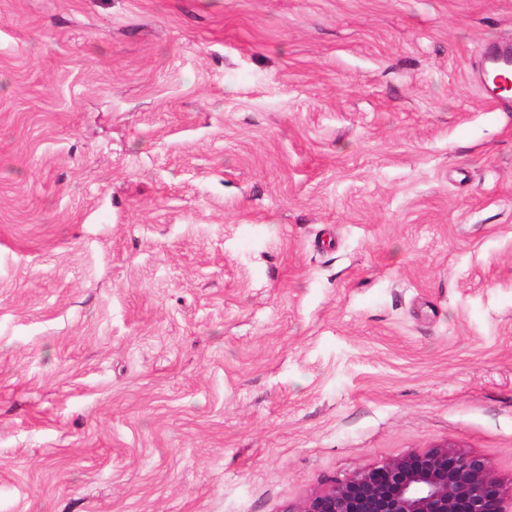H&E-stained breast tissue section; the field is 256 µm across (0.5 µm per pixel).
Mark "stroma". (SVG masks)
I'll use <instances>...</instances> for the list:
<instances>
[{
  "mask_svg": "<svg viewBox=\"0 0 512 512\" xmlns=\"http://www.w3.org/2000/svg\"><path fill=\"white\" fill-rule=\"evenodd\" d=\"M512 0H0V512H284L452 441L512 489ZM478 65L481 66V76L486 85L489 68L494 67L502 76L496 77L494 80V89H487L492 95L490 98L494 99L501 109L511 110L512 98L501 95L498 89V82L501 77L507 81L504 76L511 75L512 71V43L511 44H498L493 47H485L483 55L480 58Z\"/></svg>",
  "mask_w": 512,
  "mask_h": 512,
  "instance_id": "obj_1",
  "label": "stroma"
}]
</instances>
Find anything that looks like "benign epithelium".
Returning a JSON list of instances; mask_svg holds the SVG:
<instances>
[{"instance_id": "obj_1", "label": "benign epithelium", "mask_w": 512, "mask_h": 512, "mask_svg": "<svg viewBox=\"0 0 512 512\" xmlns=\"http://www.w3.org/2000/svg\"><path fill=\"white\" fill-rule=\"evenodd\" d=\"M284 512H512L486 461L448 441L335 480Z\"/></svg>"}]
</instances>
